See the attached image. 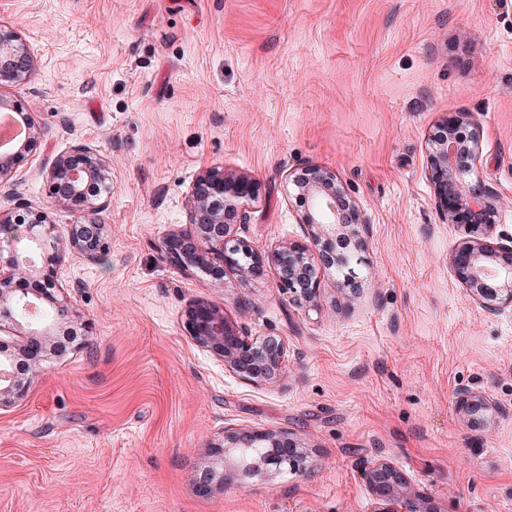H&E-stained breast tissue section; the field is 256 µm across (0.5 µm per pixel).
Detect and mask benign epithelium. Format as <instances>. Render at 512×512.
<instances>
[{
	"instance_id": "7a95c632",
	"label": "benign epithelium",
	"mask_w": 512,
	"mask_h": 512,
	"mask_svg": "<svg viewBox=\"0 0 512 512\" xmlns=\"http://www.w3.org/2000/svg\"><path fill=\"white\" fill-rule=\"evenodd\" d=\"M35 75L25 40L0 24V90L29 84ZM0 107L22 117L25 137L0 155V186L13 179L22 163L44 136V130L25 113L23 103L0 94ZM473 122L463 114L447 117L441 131L428 138V177L440 217L460 228L464 237L448 262L470 297L495 311L512 308V244L491 245L499 211L494 192L480 177L483 156ZM475 177L469 184L467 177ZM288 196L299 204L304 238L282 242L267 251L255 249L232 235L237 224L250 221L249 208L258 196L246 172L211 167L192 181L186 203L190 229H174L163 238L160 251L173 265L196 269L215 281L231 271L249 283L274 268L279 286L299 302L313 306L320 291L316 265L340 272L350 255L363 260L368 243V222L358 203L346 193L336 172L318 166L287 177ZM53 202L80 215L67 239H61L43 210L22 203L15 215L0 210V226L17 228L27 247L0 252V317L11 321L23 335L16 351L0 347V406L23 397L31 378L13 371L24 357L37 365L53 336L74 322L71 303L59 282V267L69 252L98 259L109 249L102 214L112 199V179L105 159L78 144L59 155L47 175ZM38 302L53 316L32 320L27 315ZM184 327L201 347L224 360V366L248 383L271 381L285 368L286 348L275 339L245 335L224 316V309L193 302L185 311ZM456 407L469 425H485L499 407L481 391L464 387ZM224 468L258 473L281 467L301 471L306 451L285 431L226 432L224 443L214 446ZM364 475L374 500L373 512H438L432 497L408 490L405 477L384 459L369 462Z\"/></svg>"
}]
</instances>
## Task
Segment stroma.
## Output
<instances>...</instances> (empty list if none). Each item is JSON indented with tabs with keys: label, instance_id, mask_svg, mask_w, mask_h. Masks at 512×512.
Instances as JSON below:
<instances>
[{
	"label": "stroma",
	"instance_id": "obj_1",
	"mask_svg": "<svg viewBox=\"0 0 512 512\" xmlns=\"http://www.w3.org/2000/svg\"><path fill=\"white\" fill-rule=\"evenodd\" d=\"M0 23L36 68L9 95L46 130L0 208L30 200L64 238L79 217L47 195L57 156L83 144L112 174L108 252L60 273L90 333L0 406V512H372L377 458L439 512H512V309H483L449 266L463 234L426 150L446 116L475 118L494 239L512 240V0H0ZM214 166L257 183L233 233L261 251L303 236L286 175L335 170L371 231L353 303L332 269L309 306L272 269L170 265L159 245ZM194 301L283 341L282 375L226 370L183 326ZM463 386L500 415L467 425ZM264 430L304 447L303 472L198 491L212 444Z\"/></svg>",
	"mask_w": 512,
	"mask_h": 512
}]
</instances>
